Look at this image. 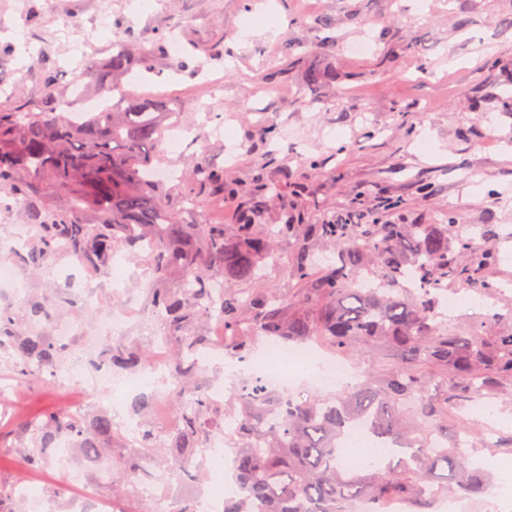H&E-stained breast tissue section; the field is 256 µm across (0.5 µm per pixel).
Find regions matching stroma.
Listing matches in <instances>:
<instances>
[{"instance_id":"stroma-1","label":"stroma","mask_w":512,"mask_h":512,"mask_svg":"<svg viewBox=\"0 0 512 512\" xmlns=\"http://www.w3.org/2000/svg\"><path fill=\"white\" fill-rule=\"evenodd\" d=\"M262 0H0V105L25 104L79 112L99 99L95 75L112 47L128 41L147 52L119 81L133 96L160 98L192 136L180 151L163 152L164 169L176 175L167 204L182 224L238 223L257 210V223H278L288 213L299 224H321L346 214L359 223L440 224L455 214L454 236L477 224L492 225L499 262L484 275L501 289L486 298L449 281L448 291L467 301L450 322L459 331H487L489 314L512 318V0H273L264 14L276 33L259 24ZM76 16L80 27L61 24ZM330 21L327 29L318 20ZM177 38L179 52L169 49ZM369 39L368 53L352 51ZM331 73L313 86L309 68ZM223 172L238 192L205 209L184 199L186 179L198 166ZM276 183L280 197L258 196L259 183ZM430 192H422V185ZM402 200L396 210L383 206ZM0 191V245L32 210L51 211L68 199L56 191L22 201ZM128 278L113 285L108 266L90 270L66 254L42 267L19 265L31 299L63 303L86 328L124 295L150 303L153 257L123 249ZM295 247L280 242L258 282L234 281L240 293L271 288L295 299L289 275ZM91 295H84L86 285ZM20 416L0 423V485L34 483L42 512H73L75 490L64 487L55 464L22 468L30 447L24 421L49 407L65 406L55 385L24 384ZM472 459L485 461L489 485L496 467L512 456V424L482 418L472 427ZM138 449L116 434L104 470L71 450L68 471L119 512H151L128 471Z\"/></svg>"}]
</instances>
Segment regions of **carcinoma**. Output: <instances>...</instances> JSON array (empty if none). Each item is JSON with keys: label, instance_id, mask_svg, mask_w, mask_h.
<instances>
[{"label": "carcinoma", "instance_id": "1", "mask_svg": "<svg viewBox=\"0 0 512 512\" xmlns=\"http://www.w3.org/2000/svg\"><path fill=\"white\" fill-rule=\"evenodd\" d=\"M135 59L119 44L97 75L101 88L126 74ZM163 105L131 102L125 95L112 110L86 113L69 120L55 112H35L18 105L0 108V187L21 200L53 188L67 193L71 205L32 213L33 245L19 258L39 265L51 260L59 244L89 268L103 265L112 250L132 251L148 245L155 259L153 277L164 281L175 270L192 281V294L155 288L152 305L165 338L179 344L170 363L172 396H185V380L195 371L190 356L204 336L183 332L197 316L211 312L212 279L228 276L255 280L270 255L271 240L295 239L298 255L292 276L302 285L294 301L274 290L257 289L243 296L224 288L219 314L224 322V351L244 356L251 338L242 332L244 315L254 331L286 345L322 337L337 351L358 346L370 355L388 351L395 361L386 369L363 367L364 379L329 399L288 402L275 424L264 418L263 396L256 388L237 399L239 424L234 444L237 496L224 512H342L346 502L367 498L385 504L406 501L410 512H434V502L461 492L476 497L486 484L473 467L461 437L448 443V407L466 404L498 388L512 386V325L484 335L463 336L439 313L443 283L465 282L486 295L498 286L476 273L498 261L491 245L475 247L470 237L451 242L456 217L443 224H312L307 231L288 220L266 232L246 210L232 238L222 224H180L165 206V183L153 178L166 126L156 116ZM224 195V176L205 166L194 174L189 201L205 206L206 190ZM79 209L93 212L96 224L76 219ZM322 238L336 246V261L318 276L310 268L309 240ZM418 288H403L407 277ZM374 282V288L360 283ZM11 311L0 312V345L10 344L12 365L30 382H46L70 347L50 336L17 333ZM114 370L144 365L135 351L114 350L106 357ZM213 406L202 393L193 408L178 418L170 434V467L187 469L195 449L204 448L222 428L212 420ZM366 420L376 439L393 450H411L399 468L388 458L351 465L365 475L343 470L339 444L348 423ZM34 447L24 465L41 468L59 435L70 438L83 455L103 454L112 443L115 424L99 411L81 418L64 409L42 411L25 422Z\"/></svg>", "mask_w": 512, "mask_h": 512}]
</instances>
